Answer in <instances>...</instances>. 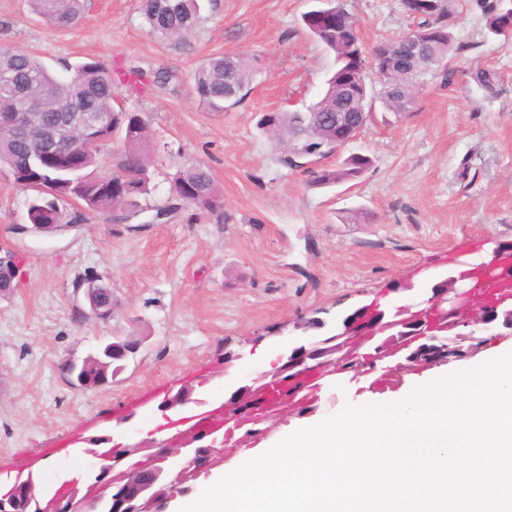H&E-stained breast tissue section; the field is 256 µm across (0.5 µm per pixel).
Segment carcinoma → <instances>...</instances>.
I'll list each match as a JSON object with an SVG mask.
<instances>
[{"mask_svg": "<svg viewBox=\"0 0 512 512\" xmlns=\"http://www.w3.org/2000/svg\"><path fill=\"white\" fill-rule=\"evenodd\" d=\"M35 15L51 27L65 29L79 19L82 0H29ZM403 11L414 21L416 29H431L436 35L437 48L421 65L444 81H451L454 69L451 61L459 50L451 29L454 14L453 0H446L442 10L444 21L434 19L421 10L416 0H401ZM143 15L151 30L166 38L183 39L189 36L200 21L199 0H142ZM482 9L490 33L496 36L512 34V7L503 6V0H484ZM351 29L353 37L361 38L357 22L341 0H330L325 13L306 12L302 22L306 30L334 56L333 67L328 72L325 88L320 98L304 112H273L267 114L262 126L273 133L304 132L307 139L303 146L321 148L320 154L333 152L322 141L313 123L314 113L336 110V92L340 91L343 74L352 62L349 53L336 43V18ZM254 68L242 58L215 57L204 63L195 75V90L211 107L224 109V91L233 85L243 92L253 81ZM24 86L36 89L37 104L29 110L27 123L32 128L50 124L58 113L75 102L89 112L110 120L108 130L99 132L94 140L80 144L74 151L61 158L44 157L32 167H21L22 154L31 143L13 144L0 141V168L16 175V180H36L50 186V197L58 202L74 195L76 200L93 212H110L125 206L140 208V198L148 194L149 175L143 162L149 147L148 120L140 112L115 107L112 75L99 61L80 63L69 78L54 74L34 53L12 47L0 46V118L5 120L21 110V90ZM122 136L125 150L119 154L112 169L101 162L102 154L112 147L109 134ZM370 165L368 157L353 154L347 157L340 169L322 171L314 176L313 183L324 185L361 175ZM189 204L201 214L219 213L224 207L209 169L201 163L179 167L171 177L170 199L156 207L155 214L164 219L179 206ZM27 213L31 224H72L81 215H70L63 208L53 207L46 201L33 197L28 200Z\"/></svg>", "mask_w": 512, "mask_h": 512, "instance_id": "1", "label": "carcinoma"}]
</instances>
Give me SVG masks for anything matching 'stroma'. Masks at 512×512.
Listing matches in <instances>:
<instances>
[{
  "label": "stroma",
  "instance_id": "35a3bbf8",
  "mask_svg": "<svg viewBox=\"0 0 512 512\" xmlns=\"http://www.w3.org/2000/svg\"><path fill=\"white\" fill-rule=\"evenodd\" d=\"M344 4L366 47L412 27L399 0ZM202 5L199 26L176 40L151 33L141 0H84L67 29L48 26L28 0H0V45L36 52L58 72L100 61L116 102L146 116L149 206L166 203L170 173L191 162L210 169L224 201L219 218L185 208L166 223L132 227L87 211L66 233L18 234L12 227L26 223L30 192L0 169V245L19 260L16 288L0 297L2 477L31 472L55 487L82 476L88 461L71 444L79 436L152 445L168 423L158 405L169 392L223 402L272 373L289 344L318 336L310 319L330 324L365 305L391 312L417 303L440 270L512 244V38L488 34L480 0H454L461 50L452 84L431 79L404 112L376 106L355 140L298 167L287 160L301 139L279 144L260 121L305 110L323 92L333 58L303 26L308 0ZM217 56L255 70L242 99L221 111L194 86L197 69ZM478 70L489 87L473 80ZM352 154L371 161L362 175L312 184L314 172L339 169ZM90 277L112 287L108 321L80 315L78 285ZM127 337L139 350L110 384L85 391L68 383L62 360ZM384 367L322 381L309 410L289 408L265 433L225 447L210 479L367 393L396 398L432 375L387 377Z\"/></svg>",
  "mask_w": 512,
  "mask_h": 512
}]
</instances>
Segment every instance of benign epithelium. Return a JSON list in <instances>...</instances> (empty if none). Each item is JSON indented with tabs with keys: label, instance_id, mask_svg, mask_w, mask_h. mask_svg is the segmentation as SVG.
<instances>
[{
	"label": "benign epithelium",
	"instance_id": "7a95c632",
	"mask_svg": "<svg viewBox=\"0 0 512 512\" xmlns=\"http://www.w3.org/2000/svg\"><path fill=\"white\" fill-rule=\"evenodd\" d=\"M434 36L418 35L408 31L394 37L384 48L383 72L387 75L398 68L414 63L410 71L413 83L419 87L428 82L431 73L415 62L432 46ZM367 99V92L358 93L345 86L337 94L336 111L324 116L322 122L330 138L336 140V149L356 139L363 128L358 117ZM101 119L84 114L65 113L57 116L53 129L36 141V149L26 157V163L45 155L47 151L62 146L74 149V136L90 134L98 129ZM505 249H500L486 263L470 265L459 274L446 272L436 277L430 285L431 296L415 307H398L392 313L361 307L338 318L331 327L318 322L326 329L325 337L315 341H303L286 354L279 356L282 365L271 375L258 380V385L241 386L219 408L227 417H236L248 403V399L304 373L317 377L342 372L356 373L376 362L394 357L406 350L404 361L388 367V372H408L448 364L463 356L460 347L446 343L447 337L455 336L471 340L469 350L476 351L482 340L475 334L487 333L494 337H512V309L504 302H484L479 291L470 283L472 273L482 270L495 274ZM94 280L86 282L84 298L88 306L87 317L107 321L112 318V289L93 287ZM469 327L467 335L456 333L459 327ZM378 336L398 337L400 342L390 346L383 342L375 347L374 360L366 362L360 346ZM112 344L105 345L82 360L69 359L62 363V371L69 383L78 389L93 390L101 385L102 377L109 369L108 357ZM193 402L190 392L179 390L166 398L159 409L163 413L174 411ZM103 436L87 439L91 448L86 453L92 457L82 480H66L69 492L58 497H44L36 488L33 474H19L0 491V512H18L20 499L36 502L35 512H100L104 503L112 504L113 512H169L170 503L177 496L193 490L194 482L224 461V440L213 437L206 444L199 438L171 435L153 448L140 444H127L112 450L100 448Z\"/></svg>",
	"mask_w": 512,
	"mask_h": 512
}]
</instances>
